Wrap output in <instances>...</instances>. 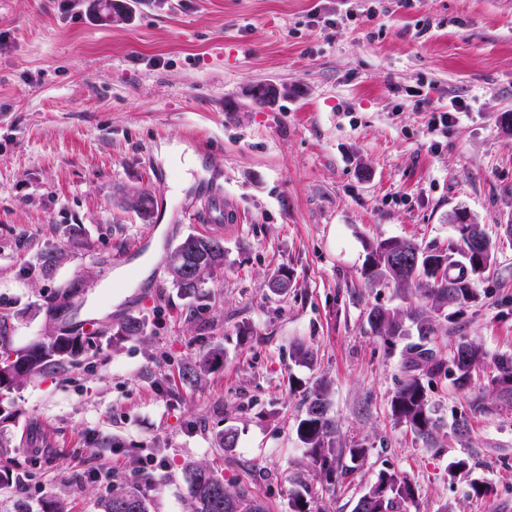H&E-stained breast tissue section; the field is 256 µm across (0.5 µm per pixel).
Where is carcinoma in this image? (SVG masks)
Wrapping results in <instances>:
<instances>
[{"label":"carcinoma","mask_w":512,"mask_h":512,"mask_svg":"<svg viewBox=\"0 0 512 512\" xmlns=\"http://www.w3.org/2000/svg\"><path fill=\"white\" fill-rule=\"evenodd\" d=\"M130 206L142 217H148L152 206L150 194L141 192L133 196ZM459 214L475 226L477 234L486 242V248H475L472 239L461 233L444 250L423 247L410 240L386 238L371 247L362 276L370 285L392 282L399 287L412 286L426 299L423 306L405 309L371 308L367 315L370 331L390 344L412 334L417 336V341L405 346L408 366L421 368L431 376L443 374L452 379L457 389L466 390L472 384L473 371L487 361L483 347L462 339L446 362L436 358L428 348L439 320L451 321L479 302L476 283L490 272L495 261L494 245L482 225L465 208L454 212L456 216ZM182 245L192 251L193 258L205 259L200 266L185 263L191 268L189 272L169 262L173 285L182 294L192 296L201 285L204 274L224 266V244L217 239L189 235ZM400 258L408 264L400 265ZM283 283H290L288 270L272 273L268 279L270 292L275 295L288 292L281 287ZM91 340L90 336H55L49 342H35L3 351L0 353V385L72 365ZM221 354L222 348H212L182 369V380L190 383L199 380ZM500 399L512 400V355L493 358L487 384L468 401L469 412L452 422L450 433L458 438L467 436L469 417L489 412L490 402ZM329 406L328 389L320 384L310 396L303 416L296 422V437L319 477L321 495L328 496L332 502L336 499V478L346 475L343 456L349 455L350 461L355 463L366 456L367 449L362 446L339 447L338 429L335 420L329 416ZM390 406L392 415L425 441L434 439L440 430L418 375H410L401 382L393 393ZM184 470L192 512H268L266 504L246 489H228L223 477L213 469L190 462L185 464ZM414 500L415 490L408 479L394 471L381 470L358 497L352 512H407ZM100 507V512H150L147 497L138 489H120L102 500Z\"/></svg>","instance_id":"carcinoma-1"}]
</instances>
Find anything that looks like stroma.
Masks as SVG:
<instances>
[{
	"label": "stroma",
	"instance_id": "1",
	"mask_svg": "<svg viewBox=\"0 0 512 512\" xmlns=\"http://www.w3.org/2000/svg\"><path fill=\"white\" fill-rule=\"evenodd\" d=\"M121 2L106 23L97 0H0V320L16 348L101 322L75 364L0 390V465L28 478L0 490V512L21 492L35 508L99 512L119 484L143 487L150 512H190L189 461L289 512L296 479L319 485L295 422L320 382L341 446L367 454L312 512H352L383 469L414 485L410 512H512V404L457 440L467 397L426 375L441 435L396 422L404 346L387 348L366 315L421 299L361 276L379 240L446 247L467 208L495 263L479 303L430 347L442 360L462 339L512 355V0ZM269 80L287 95L255 104L249 88ZM455 99L466 111L432 131ZM140 190L151 218L125 204ZM190 235L224 244L193 298L167 269ZM281 266L292 282L275 296ZM128 317L141 335H120ZM298 342L312 367L294 362ZM215 346L222 364L182 383ZM147 453L162 463L148 486ZM459 458L468 469L449 475ZM104 464L108 485L93 474ZM476 480L493 494L475 497Z\"/></svg>",
	"mask_w": 512,
	"mask_h": 512
}]
</instances>
